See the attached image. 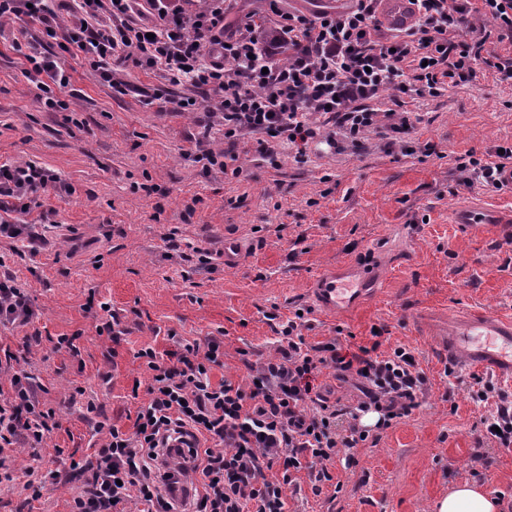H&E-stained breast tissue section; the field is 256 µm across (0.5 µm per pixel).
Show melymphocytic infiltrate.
Returning <instances> with one entry per match:
<instances>
[{"label": "lymphocytic infiltrate", "instance_id": "1", "mask_svg": "<svg viewBox=\"0 0 512 512\" xmlns=\"http://www.w3.org/2000/svg\"><path fill=\"white\" fill-rule=\"evenodd\" d=\"M415 20L384 35L378 0H355L340 11L310 15L288 12L279 20L260 13L239 20L225 0H0V25L29 19L60 51H78L100 80L118 94L133 87L117 70L129 61L157 74L152 100L176 112L197 111L199 94L224 126L225 149L200 150L206 169H227L232 145L248 135L264 136L304 154L313 142L338 147L360 143L383 129L401 134L421 123L409 101L472 82L488 70L512 79V0H410ZM499 45L486 49L489 36ZM23 74L41 92L42 105L69 110L58 97L70 74L57 57L15 44ZM188 94L171 97L174 86ZM512 167V145L486 160L468 152L457 157L458 184L497 187L496 176ZM72 194L51 169L32 162L0 166V237L22 242L30 253L48 243L50 211L41 193ZM38 312L26 289L0 260V327L31 324ZM276 354L247 362L252 381L242 387L221 379L224 342H175L139 356L150 372L148 400L131 429L110 418L95 421L105 438L84 469L70 512H175L173 493L190 485V512H289L288 489L308 480L313 494L334 479L336 458L353 462V448L407 416L428 389L415 355L398 346L387 353L363 346L346 352L336 340L308 343L307 319L280 322L267 315ZM357 384L356 404L330 401L317 384L321 369ZM473 401L492 403L483 418L486 438L512 448V396L492 380L474 377ZM47 387L19 367L13 352L0 357V485H21L12 465L19 449L38 455L61 426L44 397ZM378 413L374 428L363 414ZM190 438L192 467L170 465L169 441Z\"/></svg>", "mask_w": 512, "mask_h": 512}]
</instances>
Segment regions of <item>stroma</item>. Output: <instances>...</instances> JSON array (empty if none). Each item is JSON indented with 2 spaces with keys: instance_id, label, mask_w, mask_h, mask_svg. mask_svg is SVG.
I'll use <instances>...</instances> for the list:
<instances>
[{
  "instance_id": "obj_1",
  "label": "stroma",
  "mask_w": 512,
  "mask_h": 512,
  "mask_svg": "<svg viewBox=\"0 0 512 512\" xmlns=\"http://www.w3.org/2000/svg\"><path fill=\"white\" fill-rule=\"evenodd\" d=\"M39 36L25 21L0 28V165L48 167L74 192L44 197L58 223L51 247L33 255L2 239L0 259L39 309L36 329L79 334L81 357L7 331L21 368L48 387L45 402L62 417L39 458L17 452V471L85 464L102 443L84 418L87 403L132 425L147 399L133 387L150 378L140 349H169L171 333L223 339L224 365L212 378L244 386L241 355L259 362L275 354L266 312L285 319L306 308L308 342L336 338L353 351L376 340L385 351L404 346L429 386L411 415L355 449L354 466L336 465V486L318 496L303 489L304 512H432L461 480L512 504V453L484 436L487 409L466 390L472 371L445 376L447 361L419 323L423 312L451 308L512 316V223L472 231L455 222L464 206L512 212V191L460 187L452 174L455 157L512 142V79L483 71L466 86L419 99L423 121L400 146L374 133L359 148L311 143L298 159L279 147L265 154L256 136H246L234 148L233 175L204 171L188 154L207 125L206 147L223 149V128L202 111L159 108L148 95L159 77L134 66L124 78L141 94L116 97L80 53L61 54L80 93L76 114L45 109L12 49ZM228 242L244 248L230 267L222 256ZM190 246L214 251L211 268L181 263L179 252ZM350 263L375 268L377 288L342 314L316 307L319 276ZM102 302L125 330L119 343L96 334Z\"/></svg>"
}]
</instances>
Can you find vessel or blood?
<instances>
[{"label": "vessel or blood", "instance_id": "1", "mask_svg": "<svg viewBox=\"0 0 512 512\" xmlns=\"http://www.w3.org/2000/svg\"><path fill=\"white\" fill-rule=\"evenodd\" d=\"M372 270L348 264L317 283L315 300L326 310L354 307L365 291L375 287ZM428 328L440 339L441 352L449 363L488 370L500 379L512 380V317L472 310L446 317L428 316Z\"/></svg>", "mask_w": 512, "mask_h": 512}]
</instances>
